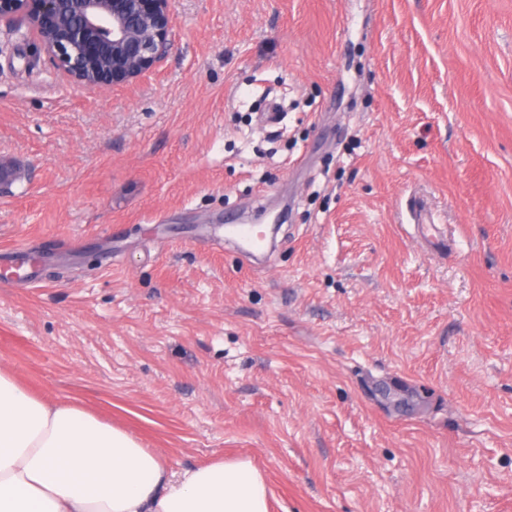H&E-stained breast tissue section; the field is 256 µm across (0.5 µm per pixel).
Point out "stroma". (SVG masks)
<instances>
[{
    "instance_id": "obj_1",
    "label": "stroma",
    "mask_w": 512,
    "mask_h": 512,
    "mask_svg": "<svg viewBox=\"0 0 512 512\" xmlns=\"http://www.w3.org/2000/svg\"><path fill=\"white\" fill-rule=\"evenodd\" d=\"M0 164L32 391L174 470L253 459L270 512H512V0H174L166 58L95 89L0 25ZM281 205L254 264L224 213Z\"/></svg>"
}]
</instances>
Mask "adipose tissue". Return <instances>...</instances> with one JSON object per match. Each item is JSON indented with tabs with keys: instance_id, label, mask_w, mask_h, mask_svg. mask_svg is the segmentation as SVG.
<instances>
[{
	"instance_id": "ef3b65f1",
	"label": "adipose tissue",
	"mask_w": 512,
	"mask_h": 512,
	"mask_svg": "<svg viewBox=\"0 0 512 512\" xmlns=\"http://www.w3.org/2000/svg\"><path fill=\"white\" fill-rule=\"evenodd\" d=\"M0 512H269V499L249 459L172 470L85 406L0 370Z\"/></svg>"
}]
</instances>
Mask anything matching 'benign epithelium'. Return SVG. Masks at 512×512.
<instances>
[{
  "mask_svg": "<svg viewBox=\"0 0 512 512\" xmlns=\"http://www.w3.org/2000/svg\"><path fill=\"white\" fill-rule=\"evenodd\" d=\"M0 0V24L28 18L58 70L75 83L136 79L173 41L174 0Z\"/></svg>",
  "mask_w": 512,
  "mask_h": 512,
  "instance_id": "7a95c632",
  "label": "benign epithelium"
}]
</instances>
